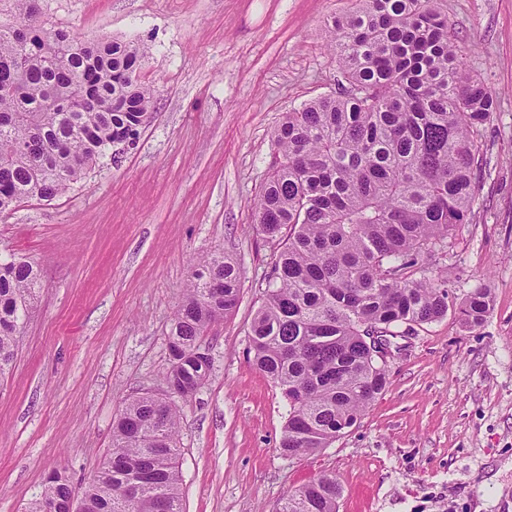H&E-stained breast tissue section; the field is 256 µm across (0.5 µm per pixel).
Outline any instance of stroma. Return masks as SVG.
<instances>
[{"label":"stroma","instance_id":"obj_1","mask_svg":"<svg viewBox=\"0 0 512 512\" xmlns=\"http://www.w3.org/2000/svg\"><path fill=\"white\" fill-rule=\"evenodd\" d=\"M85 39L148 48L156 117L120 166L0 217V251L39 264L40 297L0 379V512H24L45 475L74 486L112 448L132 397L164 394L172 319L192 272L241 266L237 308L201 347L208 382L179 400L185 512H278L333 475L338 512H512V0H441L469 72L494 93L487 167L467 224L426 257L454 303L491 290L484 323L457 314L392 340L389 384L330 447L279 453L288 406L247 359L278 253L254 221L286 112L337 93L325 23L351 0H40Z\"/></svg>","mask_w":512,"mask_h":512}]
</instances>
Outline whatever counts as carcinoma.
<instances>
[{
  "label": "carcinoma",
  "instance_id": "obj_1",
  "mask_svg": "<svg viewBox=\"0 0 512 512\" xmlns=\"http://www.w3.org/2000/svg\"><path fill=\"white\" fill-rule=\"evenodd\" d=\"M327 23L341 91L287 112L274 127V160L255 205L261 234L279 246L266 298L249 329L250 360L288 405L280 454L308 456L354 426L388 385L363 339L367 331L430 324L448 315L447 280L421 257L448 248L468 222L487 166L482 129L492 91L470 74L438 0H355ZM39 0H13L0 23V215L51 201L109 161L119 166L153 118V89L140 79L146 48L84 41L40 19ZM40 269L0 255V378L38 297ZM241 272L222 255L192 273L169 340L167 385L180 397L208 380L195 355L203 336L239 302ZM490 292L458 308L482 324ZM181 412L142 394L112 424V452L77 490L51 472L26 512H184ZM342 489L322 474L279 512H337Z\"/></svg>",
  "mask_w": 512,
  "mask_h": 512
}]
</instances>
